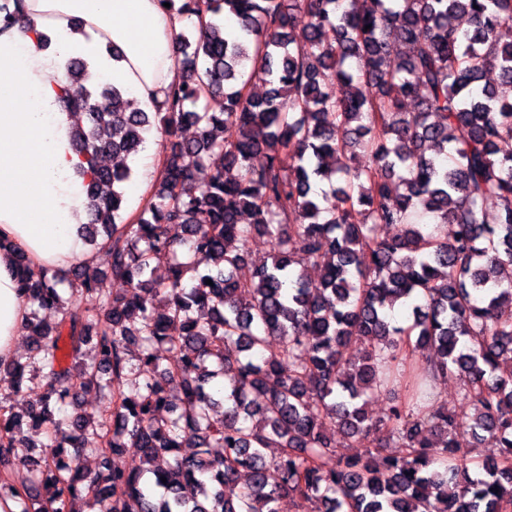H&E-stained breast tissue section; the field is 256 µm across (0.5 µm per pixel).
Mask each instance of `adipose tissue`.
<instances>
[{"instance_id":"1","label":"adipose tissue","mask_w":512,"mask_h":512,"mask_svg":"<svg viewBox=\"0 0 512 512\" xmlns=\"http://www.w3.org/2000/svg\"><path fill=\"white\" fill-rule=\"evenodd\" d=\"M28 28L0 30V358L17 350L28 313L12 273L16 253L38 267L86 257L88 203L74 118L60 102L70 59L121 89L140 109L164 101L179 67L177 6L159 0H23Z\"/></svg>"}]
</instances>
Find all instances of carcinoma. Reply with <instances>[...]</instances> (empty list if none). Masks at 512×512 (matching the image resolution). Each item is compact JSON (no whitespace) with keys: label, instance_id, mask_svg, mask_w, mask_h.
<instances>
[{"label":"carcinoma","instance_id":"cac0c4a2","mask_svg":"<svg viewBox=\"0 0 512 512\" xmlns=\"http://www.w3.org/2000/svg\"><path fill=\"white\" fill-rule=\"evenodd\" d=\"M179 12L214 21L179 34L180 71L155 112L129 110L109 83L88 88L81 60L66 68L83 234L103 238L125 288H103L88 262L35 269L16 254L29 349L0 359V386L20 398L0 410V496L18 512H278L284 496L306 512H509L512 98L485 77L512 87V0H182ZM189 123L197 136L179 138ZM154 127L169 154L124 221L125 161ZM334 177L328 210L312 183ZM384 224L401 235L382 237ZM255 237L272 263L249 261ZM398 303L406 326L389 317ZM219 377L229 387L214 388ZM443 379L460 383L456 410ZM89 390L112 393L110 414L77 407ZM373 393L390 402L378 420ZM26 425L51 435L38 455ZM329 425L366 451L339 455ZM462 434L493 448L480 478ZM129 447L139 464L114 468L110 454Z\"/></svg>","mask_w":512,"mask_h":512}]
</instances>
